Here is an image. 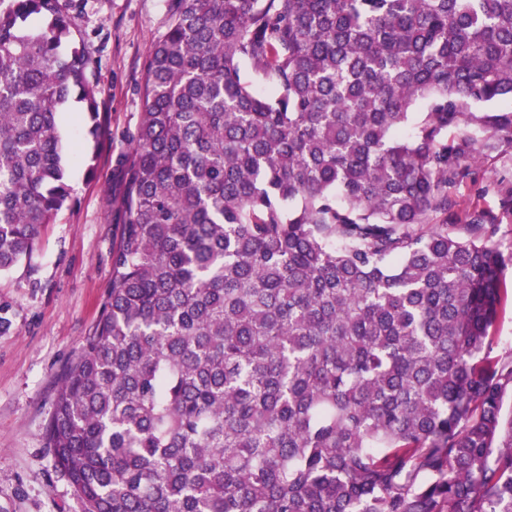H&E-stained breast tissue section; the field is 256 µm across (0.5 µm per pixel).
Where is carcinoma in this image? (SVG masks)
Instances as JSON below:
<instances>
[{
  "label": "carcinoma",
  "mask_w": 512,
  "mask_h": 512,
  "mask_svg": "<svg viewBox=\"0 0 512 512\" xmlns=\"http://www.w3.org/2000/svg\"><path fill=\"white\" fill-rule=\"evenodd\" d=\"M75 2L0 0V275L104 132ZM508 98L512 0H173L45 426L84 512H512V182L448 231ZM505 288L508 291V301L500 314L496 330L495 352L502 354L512 351V268L505 271Z\"/></svg>",
  "instance_id": "carcinoma-1"
}]
</instances>
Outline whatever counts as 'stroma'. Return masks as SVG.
Segmentation results:
<instances>
[{
  "mask_svg": "<svg viewBox=\"0 0 512 512\" xmlns=\"http://www.w3.org/2000/svg\"><path fill=\"white\" fill-rule=\"evenodd\" d=\"M169 16L170 0H77L71 12L98 85L105 136L93 145L75 114L61 113L72 203L43 227L30 257L0 275V298L11 301L14 321L0 332V512H82L46 446L45 425L60 375L111 286L121 230L112 169L130 149L148 52Z\"/></svg>",
  "mask_w": 512,
  "mask_h": 512,
  "instance_id": "obj_1",
  "label": "stroma"
}]
</instances>
